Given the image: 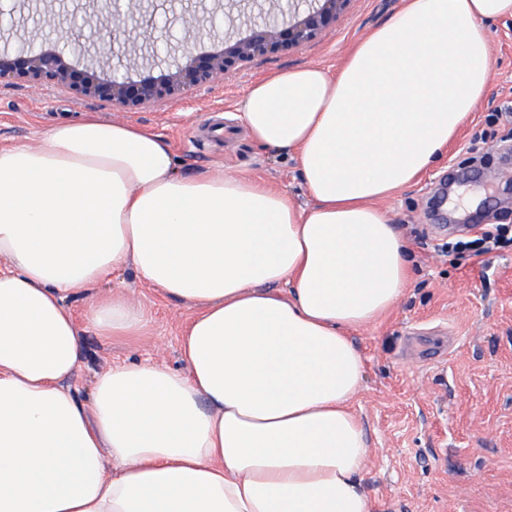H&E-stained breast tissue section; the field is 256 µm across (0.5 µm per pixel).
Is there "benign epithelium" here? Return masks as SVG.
Here are the masks:
<instances>
[{
    "mask_svg": "<svg viewBox=\"0 0 512 512\" xmlns=\"http://www.w3.org/2000/svg\"><path fill=\"white\" fill-rule=\"evenodd\" d=\"M96 25L89 34L81 35L84 46L96 50L81 69L75 54L59 46V42L37 54L10 56L0 53V82L12 84L22 79L34 88H54L80 98L108 102L125 112L143 109L170 99H186L188 94L224 81V74L240 69L258 57L286 52L316 39L344 11L350 0H314L302 9L298 5L281 12L272 21H255L244 37L224 40V46L207 54H197L185 42L179 61L158 78L135 81L119 77L93 66L103 63L101 34L112 33V41L126 36L130 25L142 26L141 2L131 0L127 8L120 0H93Z\"/></svg>",
    "mask_w": 512,
    "mask_h": 512,
    "instance_id": "obj_1",
    "label": "benign epithelium"
}]
</instances>
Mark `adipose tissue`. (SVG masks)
I'll use <instances>...</instances> for the list:
<instances>
[{"instance_id": "obj_1", "label": "adipose tissue", "mask_w": 512, "mask_h": 512, "mask_svg": "<svg viewBox=\"0 0 512 512\" xmlns=\"http://www.w3.org/2000/svg\"><path fill=\"white\" fill-rule=\"evenodd\" d=\"M502 19L512 0H402L336 69L254 83L241 118L293 155L303 207L255 176L183 175L161 135L94 112L0 148V512H374L353 333L412 278L379 203L483 99ZM128 263L192 308L186 367L113 363L85 404V327L144 326L101 291Z\"/></svg>"}]
</instances>
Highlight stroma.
Returning <instances> with one entry per match:
<instances>
[{
	"label": "stroma",
	"instance_id": "1",
	"mask_svg": "<svg viewBox=\"0 0 512 512\" xmlns=\"http://www.w3.org/2000/svg\"><path fill=\"white\" fill-rule=\"evenodd\" d=\"M156 2V24L166 32L158 43L163 63L132 70L135 80L163 74L183 37L171 0ZM399 5L351 0L318 39L255 59L189 99L135 112L15 82L0 89V146L37 143L56 124L96 112L162 135L181 173L221 166L266 179L305 204L295 161L252 141L240 104L251 84L271 72L302 64L336 68ZM489 39L483 100L443 159L382 203L413 245L414 273L397 305L355 334L365 379L353 408L372 448L362 476L375 512H512V247L480 257L437 250L474 226L512 225V164L499 159L512 124L493 118L512 101V22L492 23ZM111 287L141 304L145 324L130 339L86 331L85 364L75 381L84 399L94 373L114 362L185 367L180 333L190 309L162 297L130 267Z\"/></svg>",
	"mask_w": 512,
	"mask_h": 512
}]
</instances>
